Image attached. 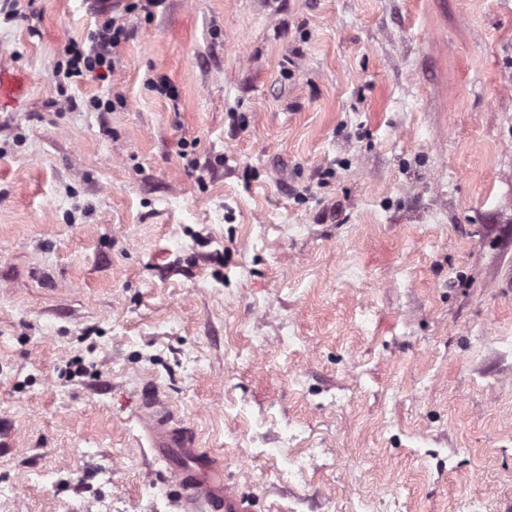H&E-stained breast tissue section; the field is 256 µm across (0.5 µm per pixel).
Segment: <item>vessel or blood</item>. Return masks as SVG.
I'll list each match as a JSON object with an SVG mask.
<instances>
[{
  "mask_svg": "<svg viewBox=\"0 0 512 512\" xmlns=\"http://www.w3.org/2000/svg\"><path fill=\"white\" fill-rule=\"evenodd\" d=\"M142 407L147 413L150 446L160 457L170 459L176 451L195 454L193 434L174 420L163 403L146 397ZM177 477L184 491V502L191 506L192 512H250L247 500L226 487L223 468L218 463L180 469Z\"/></svg>",
  "mask_w": 512,
  "mask_h": 512,
  "instance_id": "1",
  "label": "vessel or blood"
}]
</instances>
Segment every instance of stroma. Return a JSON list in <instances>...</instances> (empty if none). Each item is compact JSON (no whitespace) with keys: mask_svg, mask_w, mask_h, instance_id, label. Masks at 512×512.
<instances>
[{"mask_svg":"<svg viewBox=\"0 0 512 512\" xmlns=\"http://www.w3.org/2000/svg\"><path fill=\"white\" fill-rule=\"evenodd\" d=\"M105 5L0 20V512H184L148 393L251 512H512V0L117 2L61 82ZM128 28L118 18L105 12L98 14V22L87 34L88 47L72 44L63 77L69 83L81 82L92 76L106 80L115 70L118 57L116 49L128 39ZM59 72V74H61ZM142 408L147 413L146 429L149 433L150 448L165 460L173 451L196 455L195 439L191 432L178 424L169 409L152 397L142 399Z\"/></svg>","mask_w":512,"mask_h":512,"instance_id":"obj_1","label":"stroma"}]
</instances>
